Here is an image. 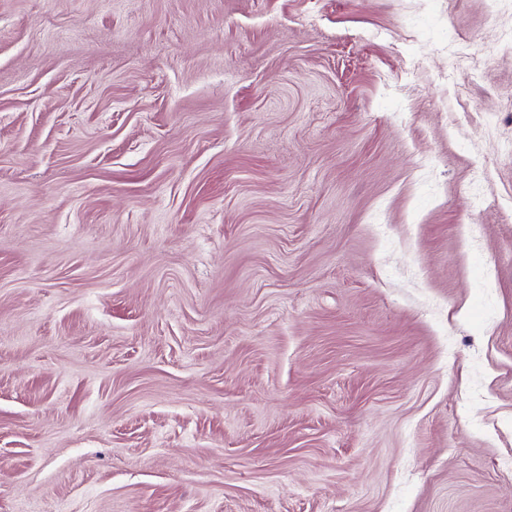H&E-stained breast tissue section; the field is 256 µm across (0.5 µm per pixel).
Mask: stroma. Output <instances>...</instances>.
I'll list each match as a JSON object with an SVG mask.
<instances>
[{
  "label": "stroma",
  "instance_id": "obj_1",
  "mask_svg": "<svg viewBox=\"0 0 512 512\" xmlns=\"http://www.w3.org/2000/svg\"><path fill=\"white\" fill-rule=\"evenodd\" d=\"M509 29L0 0V512H512Z\"/></svg>",
  "mask_w": 512,
  "mask_h": 512
}]
</instances>
